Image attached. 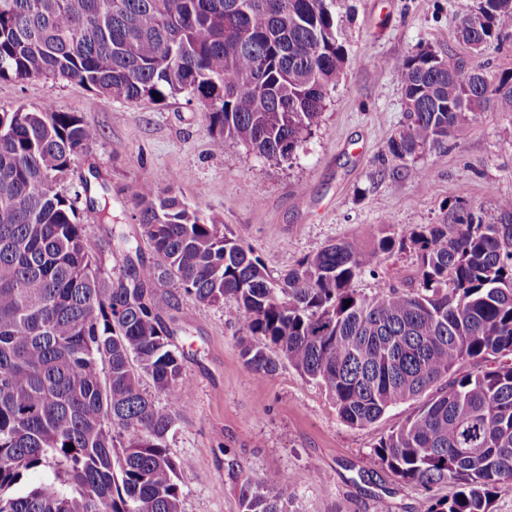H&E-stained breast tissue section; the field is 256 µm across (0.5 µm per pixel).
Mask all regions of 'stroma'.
<instances>
[{
	"label": "stroma",
	"instance_id": "stroma-1",
	"mask_svg": "<svg viewBox=\"0 0 512 512\" xmlns=\"http://www.w3.org/2000/svg\"><path fill=\"white\" fill-rule=\"evenodd\" d=\"M345 51L344 73L331 90L311 135L288 166L213 135L196 101L109 102L92 105L91 92L74 81L0 82V106L36 108L52 102L78 113L98 137L61 177L63 192L78 190L89 169L108 188L114 213L139 237L145 263L156 256L135 219L134 194L142 182L173 191L199 217L223 220L252 246L271 276L331 241L369 230L450 224L469 212L486 224H512V113L486 110L464 124L447 150L394 160L388 142L403 116L402 92L389 64L421 49L446 61L475 60L491 70H512V39L481 58L458 36L454 0H336ZM429 174L431 190L420 187ZM413 249L382 254L375 274L355 283L362 292L400 285L416 276ZM180 326L172 336L183 357L190 409L168 436L176 458L195 461L182 489L184 512H239L238 480L229 461L255 475L275 472L295 491L296 512H375L378 498L391 512H417L422 501L454 493L452 484L424 488L399 480L372 458L379 438L412 413L390 409L362 429L345 425L321 385L289 365L275 375L246 370L240 356L243 320L232 303L204 306L174 286H157Z\"/></svg>",
	"mask_w": 512,
	"mask_h": 512
}]
</instances>
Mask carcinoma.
<instances>
[{
    "label": "carcinoma",
    "mask_w": 512,
    "mask_h": 512,
    "mask_svg": "<svg viewBox=\"0 0 512 512\" xmlns=\"http://www.w3.org/2000/svg\"><path fill=\"white\" fill-rule=\"evenodd\" d=\"M332 0H0V81L75 80L94 102L187 96L214 147L233 141L288 165L345 62ZM459 34L481 55L512 36V0H456ZM405 123L388 150L440 151L463 123L512 112V72L421 50L395 60ZM160 98H155L154 94ZM75 112L0 109V512H183L193 462L167 436L184 407L182 357L153 292L170 283L242 316L246 369L288 363L325 387L340 419L365 427L419 402L374 445L406 483L457 490L420 512H491L512 481V225L472 215L417 231L332 242L273 280L253 248L147 182L138 223L158 255L134 261L109 201L59 180L97 139ZM96 214L80 222L79 203ZM128 246L114 280L93 251ZM411 243L410 288H355L381 254ZM351 304H346V301ZM150 379L159 404L143 387ZM74 449H68V445ZM48 477L25 493L30 472ZM240 512H290L282 476L242 474Z\"/></svg>",
    "instance_id": "obj_1"
}]
</instances>
